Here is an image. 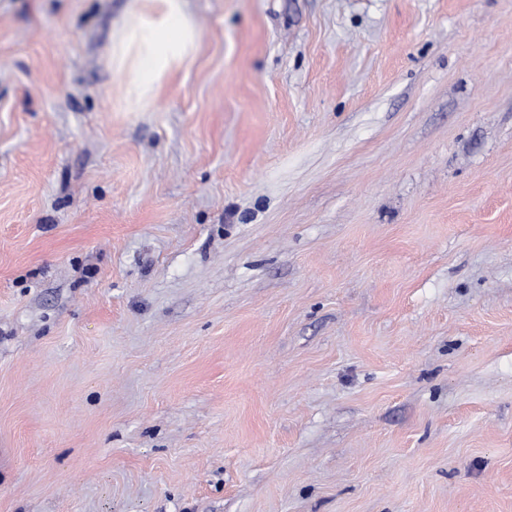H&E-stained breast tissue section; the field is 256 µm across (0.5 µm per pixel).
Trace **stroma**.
<instances>
[{
    "mask_svg": "<svg viewBox=\"0 0 512 512\" xmlns=\"http://www.w3.org/2000/svg\"><path fill=\"white\" fill-rule=\"evenodd\" d=\"M0 0V512H512V0ZM201 42L189 0H131L112 35L109 65L126 100L148 107L163 82L195 58Z\"/></svg>",
    "mask_w": 512,
    "mask_h": 512,
    "instance_id": "obj_1",
    "label": "stroma"
}]
</instances>
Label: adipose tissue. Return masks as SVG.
<instances>
[{
    "label": "adipose tissue",
    "instance_id": "ef3b65f1",
    "mask_svg": "<svg viewBox=\"0 0 512 512\" xmlns=\"http://www.w3.org/2000/svg\"><path fill=\"white\" fill-rule=\"evenodd\" d=\"M201 42L189 0H131L112 35L109 65L126 100L147 107L163 82L195 58Z\"/></svg>",
    "mask_w": 512,
    "mask_h": 512
}]
</instances>
